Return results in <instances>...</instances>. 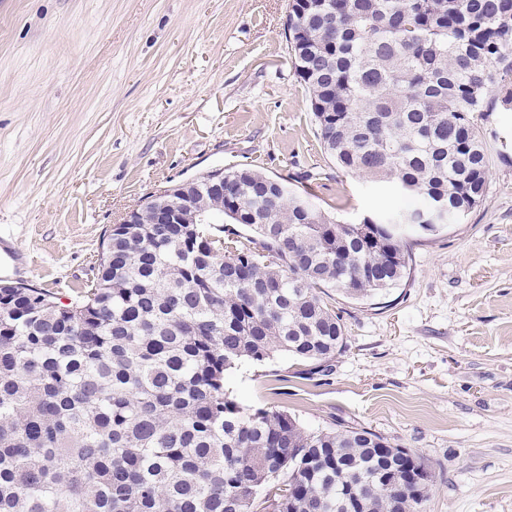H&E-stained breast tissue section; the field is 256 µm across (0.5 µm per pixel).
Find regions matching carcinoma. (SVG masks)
<instances>
[{
  "label": "carcinoma",
  "instance_id": "carcinoma-1",
  "mask_svg": "<svg viewBox=\"0 0 512 512\" xmlns=\"http://www.w3.org/2000/svg\"><path fill=\"white\" fill-rule=\"evenodd\" d=\"M288 45L336 165L416 196L341 222L251 168L189 193L224 223L112 225L90 288L62 303L0 280V512H421L433 474L360 426L310 430L242 406L225 378L287 352L324 372L344 342L329 290L380 297L409 271L391 225L483 201L476 112H512V0H289ZM398 469L389 493L377 475Z\"/></svg>",
  "mask_w": 512,
  "mask_h": 512
}]
</instances>
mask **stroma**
I'll return each mask as SVG.
<instances>
[{"label": "stroma", "mask_w": 512, "mask_h": 512, "mask_svg": "<svg viewBox=\"0 0 512 512\" xmlns=\"http://www.w3.org/2000/svg\"><path fill=\"white\" fill-rule=\"evenodd\" d=\"M289 0H0V234L62 301L106 229L167 187L248 167L344 222L412 207L325 153L284 35ZM483 201L408 233L381 304L335 295L329 372L279 354L229 372L246 407L370 429L422 455L423 512H512V112H479Z\"/></svg>", "instance_id": "1"}]
</instances>
